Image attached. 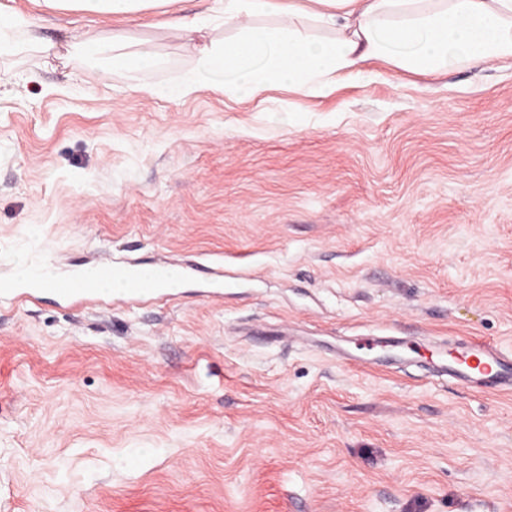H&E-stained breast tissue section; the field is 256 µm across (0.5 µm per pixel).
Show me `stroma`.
Listing matches in <instances>:
<instances>
[{
    "label": "stroma",
    "mask_w": 512,
    "mask_h": 512,
    "mask_svg": "<svg viewBox=\"0 0 512 512\" xmlns=\"http://www.w3.org/2000/svg\"><path fill=\"white\" fill-rule=\"evenodd\" d=\"M52 12L164 59L139 86L16 56L0 88V280L104 259L219 266L169 301L0 302V512H512V62L327 95L167 98L175 22ZM293 107L280 119L279 104ZM448 376L468 385L512 390V360L494 345L478 342L462 356L456 367L448 368Z\"/></svg>",
    "instance_id": "stroma-1"
}]
</instances>
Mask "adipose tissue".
<instances>
[{"label":"adipose tissue","mask_w":512,"mask_h":512,"mask_svg":"<svg viewBox=\"0 0 512 512\" xmlns=\"http://www.w3.org/2000/svg\"><path fill=\"white\" fill-rule=\"evenodd\" d=\"M171 0H44L55 11L139 16ZM220 16L235 36L206 41L209 15L180 19L194 42L192 67L169 82L173 98L208 86L235 99L285 85L305 97L370 77L371 64L420 75L512 59V0H220ZM53 44L19 11L0 10V60L46 52ZM65 57H79L99 79L137 80L161 60L147 45L84 33Z\"/></svg>","instance_id":"obj_1"}]
</instances>
